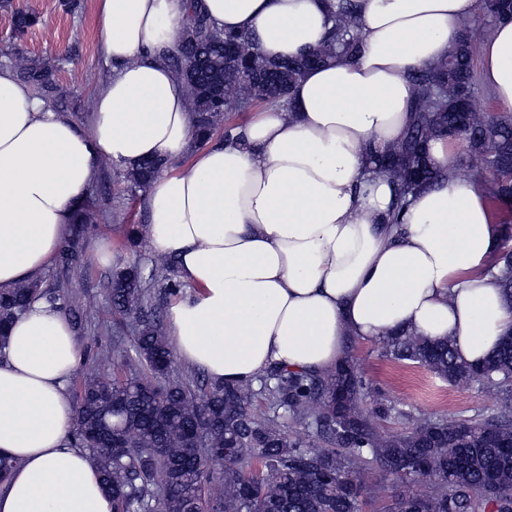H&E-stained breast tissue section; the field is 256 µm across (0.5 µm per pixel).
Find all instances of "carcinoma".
Wrapping results in <instances>:
<instances>
[{
	"label": "carcinoma",
	"instance_id": "obj_1",
	"mask_svg": "<svg viewBox=\"0 0 512 512\" xmlns=\"http://www.w3.org/2000/svg\"><path fill=\"white\" fill-rule=\"evenodd\" d=\"M13 43L4 52L19 80L58 112L67 110L56 71L65 58L40 59L19 47L36 26V14L15 9L8 0ZM330 36L318 49L288 61L270 60L255 50L249 32L227 33L194 10L187 18L171 67L193 102L197 140L205 144L220 131L229 139L237 125L229 113L250 106L280 105L312 65L361 52L357 0H329ZM486 25L463 23L448 55L416 71L415 116L403 138L375 159L373 172L393 185L387 223L400 224L408 196L458 175L432 162L430 146L448 138L460 140L467 155L477 157L489 174L488 198L512 202V113L462 111L456 101L478 92L474 49L488 27L512 18V0H485ZM155 157L126 169L128 190L136 195L151 186L165 167ZM95 202L87 198L61 245L56 265L66 274L79 266L83 241L95 218ZM501 246L490 272L504 299L512 303V225H501ZM177 262L165 258L161 269H146L134 260L113 271L104 288L113 313L136 323L135 351L146 365L142 375L91 377L84 381L76 411L74 443L88 451L91 464L112 492L113 512H196L207 502L211 512H362L365 498L377 492L373 469L425 484L405 494L395 512H512V342L504 340L481 366L458 362L454 343L395 333L381 341L384 355L424 367L456 383L475 382L502 391L497 412L459 421L420 419L407 430L385 433L379 422L409 415L376 398L366 404L370 388L352 358L322 373L272 367L253 385L229 386L203 381L191 387L171 378L173 352L163 332L161 303L148 285L165 274L166 288ZM68 310L60 288L42 280L0 291V350L9 324L34 301ZM263 395L271 414L260 419L252 410ZM286 417L312 431L306 444L287 431ZM250 456H245V453ZM203 459L224 463L218 482L199 470Z\"/></svg>",
	"mask_w": 512,
	"mask_h": 512
}]
</instances>
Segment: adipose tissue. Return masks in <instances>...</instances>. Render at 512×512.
Segmentation results:
<instances>
[{
	"instance_id": "adipose-tissue-1",
	"label": "adipose tissue",
	"mask_w": 512,
	"mask_h": 512,
	"mask_svg": "<svg viewBox=\"0 0 512 512\" xmlns=\"http://www.w3.org/2000/svg\"><path fill=\"white\" fill-rule=\"evenodd\" d=\"M210 22L255 34L285 60L319 47L325 0H199ZM480 0H358L363 49L308 70L292 107H268L231 140L201 145L192 103L166 55L188 0H97L106 76L88 124L48 107L0 68V289L38 279L108 158L168 166L143 198L150 249L174 256L188 295L168 314L175 355L217 383L272 366L326 372L353 339L404 329L449 339L480 364L512 332L489 267L501 244L474 180L412 197L386 223L387 180L371 152L412 120L413 70L446 56ZM483 85L512 112V20L481 41ZM82 361L69 320L43 303L0 351V512H112L99 472L72 444L68 378Z\"/></svg>"
}]
</instances>
